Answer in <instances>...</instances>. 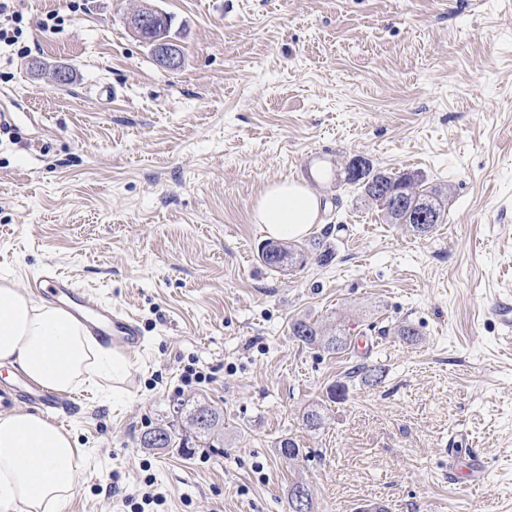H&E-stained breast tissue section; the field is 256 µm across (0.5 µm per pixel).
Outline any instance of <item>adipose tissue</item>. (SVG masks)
<instances>
[{
  "label": "adipose tissue",
  "mask_w": 512,
  "mask_h": 512,
  "mask_svg": "<svg viewBox=\"0 0 512 512\" xmlns=\"http://www.w3.org/2000/svg\"><path fill=\"white\" fill-rule=\"evenodd\" d=\"M253 215L268 237L296 239L317 220L319 199L286 178L264 188ZM0 366L64 393L119 375L126 361L61 308L0 280ZM79 458L68 429L24 410L1 415L0 512H57L79 485Z\"/></svg>",
  "instance_id": "obj_1"
}]
</instances>
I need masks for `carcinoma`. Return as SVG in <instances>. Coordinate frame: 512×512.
Wrapping results in <instances>:
<instances>
[{
	"instance_id": "carcinoma-1",
	"label": "carcinoma",
	"mask_w": 512,
	"mask_h": 512,
	"mask_svg": "<svg viewBox=\"0 0 512 512\" xmlns=\"http://www.w3.org/2000/svg\"><path fill=\"white\" fill-rule=\"evenodd\" d=\"M346 182L360 190L363 200L377 207L385 223L398 224L415 236L428 235L436 225L443 223L448 210V188L429 186L423 177L415 173L376 170L367 159L363 160V170L359 176L348 178ZM313 256L321 264L333 258L332 252L323 248L318 238L311 240L305 248L295 247L283 240H269L262 244L259 251L262 264L273 271L303 268ZM290 331L303 344L336 354L347 351L351 345L350 336L344 330L328 336L316 324L305 319L294 320ZM346 378H358L368 385L381 381L377 370L365 364L352 366ZM188 417L197 429L196 437L203 442L207 441L220 420V414L205 403L192 406ZM303 423L311 431L321 429L325 423L324 410L317 405L309 407L303 414ZM175 442V434L166 427H157L143 436L146 448H172Z\"/></svg>"
}]
</instances>
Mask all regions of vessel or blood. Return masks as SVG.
<instances>
[{"mask_svg":"<svg viewBox=\"0 0 512 512\" xmlns=\"http://www.w3.org/2000/svg\"><path fill=\"white\" fill-rule=\"evenodd\" d=\"M33 284L45 289L71 316L83 322L113 350L122 351L140 344L138 321L132 314L103 303L54 267L34 274ZM490 313L503 332L512 333L511 296L496 299ZM18 399L25 400L40 413L53 416L61 415L74 405L71 397L40 388L21 376L11 383L0 384V407L11 406Z\"/></svg>","mask_w":512,"mask_h":512,"instance_id":"obj_1","label":"vessel or blood"}]
</instances>
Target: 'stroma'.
Listing matches in <instances>:
<instances>
[{
  "instance_id": "obj_1",
  "label": "stroma",
  "mask_w": 512,
  "mask_h": 512,
  "mask_svg": "<svg viewBox=\"0 0 512 512\" xmlns=\"http://www.w3.org/2000/svg\"><path fill=\"white\" fill-rule=\"evenodd\" d=\"M77 3L17 0L27 49L0 54V277L24 289L54 265L145 340L115 392L80 389L66 415L82 460L60 512H130L148 487L164 512H289L296 481L314 512H512V334L489 312L512 295V0H152L176 70L129 31L141 0ZM52 11L63 24L42 29ZM355 155L448 185L446 222L384 223L336 173ZM287 177L326 202L308 234L328 264L258 259L253 207ZM300 316L355 347L302 345ZM359 362L381 382L329 402ZM190 366L207 383L183 387ZM198 400L223 415L204 450ZM161 425L188 450L141 447ZM472 456L471 488L450 473Z\"/></svg>"
}]
</instances>
